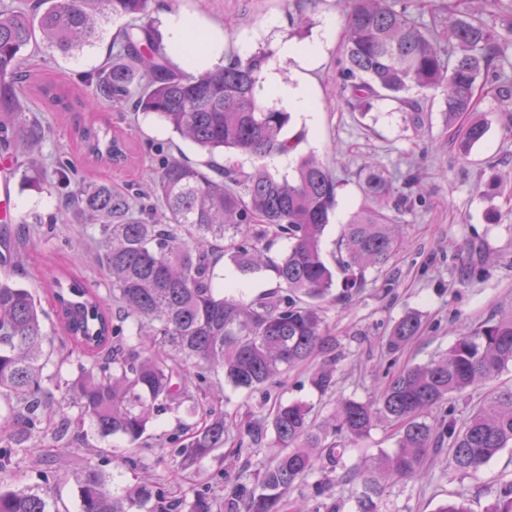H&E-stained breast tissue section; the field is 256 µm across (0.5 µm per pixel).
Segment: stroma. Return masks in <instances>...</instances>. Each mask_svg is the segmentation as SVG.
Instances as JSON below:
<instances>
[{"instance_id":"35a3bbf8","label":"stroma","mask_w":512,"mask_h":512,"mask_svg":"<svg viewBox=\"0 0 512 512\" xmlns=\"http://www.w3.org/2000/svg\"><path fill=\"white\" fill-rule=\"evenodd\" d=\"M166 13L196 21L201 35L220 33L225 51L243 57L268 53L270 63L288 83L294 81L298 66L291 60L280 61L281 44L320 45L311 72L316 111L292 113L287 134L300 140L295 153L279 163L267 158L266 164L271 173L288 176L300 157L311 154L340 180L338 204L323 240L324 254L334 251L342 225L372 205L359 181L365 164H376L397 187L408 177L418 180L407 192V204L394 214L403 241L389 262L368 270L364 285L349 298L325 302L328 352L317 354L268 389H236L225 383L222 374L212 375V405L223 414L230 431L268 418L278 402H308L323 419L334 412L339 398H374L403 366L427 363L473 323L512 309V111H505L492 96L480 97L475 116L485 120L489 130L467 157L458 155L451 140L442 91L422 98L424 112L418 123L408 107L389 100L374 101L367 112L355 111L348 103L343 76L341 0H150L156 28H163ZM118 27L115 21L105 24L101 41L75 56L64 57L46 48L24 53L20 91L43 125L41 155L47 174L38 189L22 186L20 176L11 177L14 221L0 223V237L16 240L24 254L21 265L0 263V276L9 275L29 288L47 310L41 327L50 339L51 357L43 371L44 385L73 417L79 410L65 402V388L91 369L92 360L62 359V332L51 313L46 276L52 270L62 271L102 293L111 283L99 262L98 226L82 223L76 213L63 208L65 190L52 174L56 160L70 161L80 179L107 181L133 192L147 188L163 157L180 153L197 166L209 159L156 115L118 112L107 106L95 114L65 112L43 99L38 87L46 79L70 94L85 93L87 77L110 53ZM91 120L110 123L119 132L132 131L134 154L125 168L86 158L74 133ZM492 172L502 177L497 193L491 197L475 193L474 185ZM408 312L419 314V334L403 350L388 354L387 338ZM331 356L336 359V391L322 396L310 387L308 378ZM198 424V416L188 406L167 412L149 423L146 446L134 453L123 436L103 438L92 421L76 423L64 438L46 435L40 448L19 455L10 481L35 485L52 477L69 512H79L78 493L73 481L62 480L61 474L89 463L105 471L118 497L147 482L161 484L171 500L200 486L222 497L233 484L250 482L258 462L271 451L270 436L245 442L239 450L226 442L196 465L177 469V454L164 438L178 430L191 435ZM330 477L325 471L294 488L286 497L284 512H293L301 502L312 512H356L359 488L354 483L332 482L328 493H316V482L331 481ZM510 479L512 448L474 476L454 471L441 452L429 460L424 478L388 484L381 509L436 512L462 493L471 512H485Z\"/></svg>"}]
</instances>
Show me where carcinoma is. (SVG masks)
Returning a JSON list of instances; mask_svg holds the SVG:
<instances>
[{"instance_id":"cac0c4a2","label":"carcinoma","mask_w":512,"mask_h":512,"mask_svg":"<svg viewBox=\"0 0 512 512\" xmlns=\"http://www.w3.org/2000/svg\"><path fill=\"white\" fill-rule=\"evenodd\" d=\"M346 4L345 77L352 105L367 111L386 97L413 105L405 94L443 89L448 127L462 156L486 133L475 119L482 92L503 102L512 87L499 84L497 62L505 56L512 25L499 30L472 16L448 20V53L437 35L415 21L397 0H343ZM150 0H35L32 10L0 11V154L16 169L39 173L29 157L43 139V127L19 97L23 53L44 45L64 57L92 45L102 25L114 17L127 23L112 37L118 51L87 79L85 96H73L52 83L44 93L66 111L94 112L108 105L120 112H153L181 138L210 155L226 150L252 156L250 173L216 163L204 171L186 161L161 160L147 198L133 202L129 192L107 182L77 185L64 206L85 224L99 226L102 264L112 279L107 298L63 273L48 277L55 315L65 342L82 354L101 357L97 373L73 385L78 420L90 418L98 433L122 435L140 449L148 423L190 403L204 425L179 449L186 467L224 447V416L204 409L201 393L212 371L236 389L257 390L281 382L288 372L325 349L322 302L336 287L346 297L360 288L370 268L392 257L399 237L392 218L368 208L342 225L333 261L322 242L336 207L340 183L312 156L299 160L295 175H272L264 159L288 155L299 138L286 135L290 114L265 106L258 96L267 54L234 56L224 67L196 75L182 70L161 46L149 14ZM83 152L98 163L122 168L132 158L131 142L108 124L90 121L78 128ZM363 191L373 200L407 203L375 165L363 168ZM288 240V251L274 259L264 242ZM228 258L243 275L267 271L276 287L245 302L215 287L216 267ZM343 275L337 281V275ZM44 311L23 285L0 279V398L16 401L3 416L13 430L0 436V512H58L49 486L5 483L12 457L47 432L62 436L72 425L63 410L48 414L52 394L42 385L40 316ZM420 329L409 313L393 327L388 349L411 344ZM512 363V311L473 326L448 351L423 365L402 368L374 399L341 398L332 419L315 423L312 404L274 405L269 414L273 454L253 473L251 486H234L224 500L234 512L245 498L247 512H282L288 491L317 468L336 470L347 444L380 422L394 427L397 448L344 467L342 478L358 480L356 512H380L385 482L424 472L428 456L448 442V465L477 474L512 447V386L495 387L469 416L429 421L432 411L453 396L495 381ZM335 369L327 361L315 369L310 386L334 391ZM80 512H215L209 489L192 488L185 498L165 501L150 485L129 496L112 495L106 475L94 465L73 472ZM487 512H512V480Z\"/></svg>"}]
</instances>
